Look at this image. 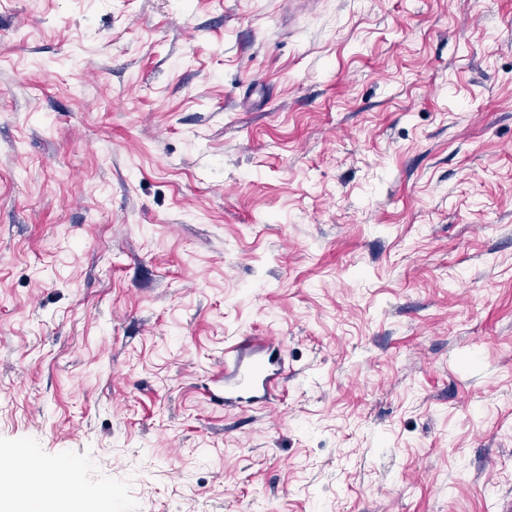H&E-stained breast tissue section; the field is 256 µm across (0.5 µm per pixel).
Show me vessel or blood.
Returning <instances> with one entry per match:
<instances>
[{
	"label": "vessel or blood",
	"mask_w": 512,
	"mask_h": 512,
	"mask_svg": "<svg viewBox=\"0 0 512 512\" xmlns=\"http://www.w3.org/2000/svg\"><path fill=\"white\" fill-rule=\"evenodd\" d=\"M281 342L273 336H245L224 352V401L263 404L284 381L276 355Z\"/></svg>",
	"instance_id": "obj_1"
}]
</instances>
